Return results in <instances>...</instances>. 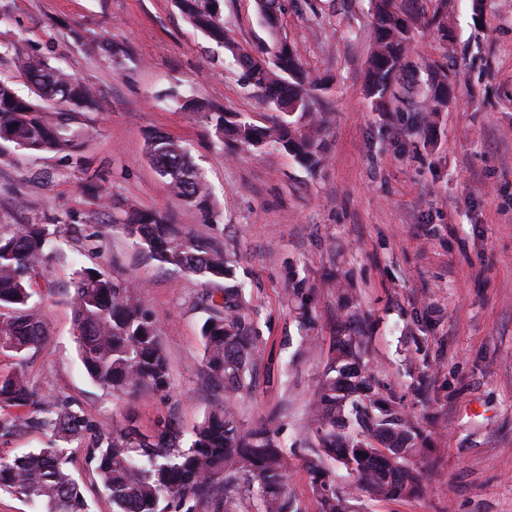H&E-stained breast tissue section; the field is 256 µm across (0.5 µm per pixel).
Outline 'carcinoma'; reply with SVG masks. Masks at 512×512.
<instances>
[{
    "mask_svg": "<svg viewBox=\"0 0 512 512\" xmlns=\"http://www.w3.org/2000/svg\"><path fill=\"white\" fill-rule=\"evenodd\" d=\"M374 46L369 60L366 95L382 104L392 83L413 76L403 70L417 28L436 29L444 41L453 35L443 26L446 0H435L432 13L418 0H371ZM258 13L273 39L256 51L230 40L224 31L223 0H175L196 30L224 48L242 71L244 85L278 113L269 126H256L236 112L209 101L188 99L219 142L231 141L256 151L288 141V153L302 167L315 169L325 159L318 116L317 80L294 49L279 56L277 0H256ZM89 51L104 50L121 65L127 51L118 44L92 42ZM16 69L30 95L23 97L0 82V142L31 153L77 157L83 133L72 128L71 114L97 106L95 90L40 55L13 49ZM451 82L447 70L427 65L421 93L428 112L442 110ZM147 156L170 192L196 210L204 223L217 224L220 212L214 192L189 151L162 132L147 140ZM145 249L159 263L196 277L205 286L207 312L201 328L204 373L215 387L240 391L261 361L254 327L235 260L224 242L199 236L153 210L120 207L108 226ZM70 224L0 225V353L15 359L0 373V442L25 427L51 433L45 448L0 456V488L41 505L45 512H88L74 467L79 442L109 500L112 512H237L239 495L254 498L256 512H296L286 478L294 453L280 439L282 425L271 415L259 427L241 428L235 410L218 398L187 432L174 416L160 418L142 431L132 418L106 429L58 397L39 392L31 383L26 360L44 346L48 328L35 289L55 254L54 243L72 234ZM69 298L73 336L79 359L97 385L114 394L169 389V366L160 329L147 314L141 297L118 275L96 266L76 268ZM309 290L297 283L290 295L303 323L311 321ZM368 336L362 324L339 330L327 367L310 404L309 428L314 448L306 459L311 492L319 512H347L348 488L328 475L335 461L358 477L361 489L376 499L411 498L422 491L415 459L427 450V437L394 397L379 395L381 383L368 372Z\"/></svg>",
    "mask_w": 512,
    "mask_h": 512,
    "instance_id": "obj_1",
    "label": "carcinoma"
}]
</instances>
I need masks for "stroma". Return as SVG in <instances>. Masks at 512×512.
Segmentation results:
<instances>
[{"label": "stroma", "mask_w": 512, "mask_h": 512, "mask_svg": "<svg viewBox=\"0 0 512 512\" xmlns=\"http://www.w3.org/2000/svg\"><path fill=\"white\" fill-rule=\"evenodd\" d=\"M444 42L415 32L407 62L456 72L442 112L400 93L386 111L366 97L370 0H281L278 32L314 75L324 162L301 167L280 149L228 154L196 113L166 99L182 91L258 126L275 114L246 88L222 47L195 30L174 0H0V44L49 58L94 86L98 106L79 112L82 168L0 146V225L79 224L40 282L49 336L30 359L40 392L68 400L102 424L134 417L141 429L175 415L192 428L219 392L202 367L203 286L161 266L123 236L91 234L111 223L112 201L170 215L235 254L263 359L250 391L230 395L243 429L276 414L295 453L288 488L296 512H318L305 461L307 408L339 328L368 325L367 362L425 430L424 484L416 498L371 499L354 490L349 512H512V0H448ZM233 41L257 50L270 35L255 0H224ZM124 46L121 65L88 52ZM181 140L216 192L223 219L205 224L168 192L145 152L148 135ZM95 179L100 198L85 185ZM98 263L141 295L160 327L168 393L115 397L87 376L67 303L77 265ZM310 290L314 319L299 327L289 290Z\"/></svg>", "instance_id": "35a3bbf8"}]
</instances>
